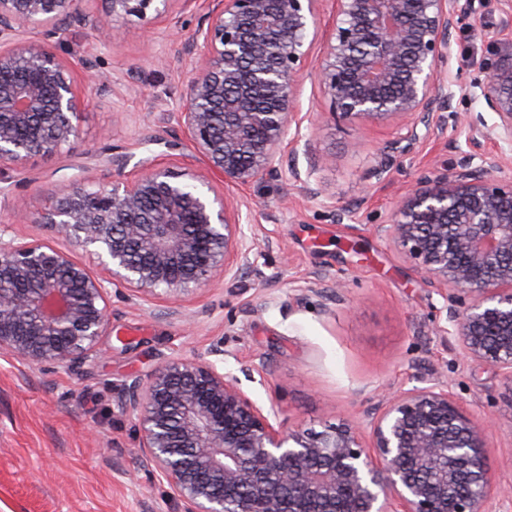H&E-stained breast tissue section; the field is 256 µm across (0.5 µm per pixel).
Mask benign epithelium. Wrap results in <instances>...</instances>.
Listing matches in <instances>:
<instances>
[{
  "mask_svg": "<svg viewBox=\"0 0 512 512\" xmlns=\"http://www.w3.org/2000/svg\"><path fill=\"white\" fill-rule=\"evenodd\" d=\"M0 0V165L17 171L79 137L74 67L54 44L75 26L105 41L116 23L153 24L195 0ZM324 0H212L187 38L195 55L177 121L200 169L171 170L155 155L137 175L101 173L122 157L87 151L84 180L45 208L38 223L97 260L0 226V355L71 370L102 356L109 288L176 297L248 263L241 212L213 182L249 185L277 175V157L311 151L296 112L321 27ZM455 0H332L317 72L332 115L393 124L396 143L422 138L434 108L456 92L483 98L498 121H462L490 145L458 167H434L377 226L424 278L446 290L448 327L464 358L512 381V181L492 177L512 146V38L493 41L482 77L458 85L451 30ZM35 29L39 38L27 33ZM215 360L176 359L123 384L119 408L138 421L142 457L170 485L183 512H497L488 425L444 383L401 391L370 425L321 431L272 423Z\"/></svg>",
  "mask_w": 512,
  "mask_h": 512,
  "instance_id": "obj_1",
  "label": "benign epithelium"
}]
</instances>
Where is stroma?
Wrapping results in <instances>:
<instances>
[{
  "mask_svg": "<svg viewBox=\"0 0 512 512\" xmlns=\"http://www.w3.org/2000/svg\"><path fill=\"white\" fill-rule=\"evenodd\" d=\"M210 8V0H196L191 12H173L150 30L132 19L104 43L80 33L56 44L87 101L80 139L55 157L31 159L24 171L0 168L7 192L0 225L88 265L81 247L36 221L49 197L81 177L85 151L122 156L123 167L110 172L117 180L150 154L177 172L200 167L174 112L194 58L174 55L170 43ZM456 10L461 54L452 78L464 84L478 77L494 39L512 37V0H457ZM101 73L111 84H99ZM300 111L311 154L282 153L278 175L261 183L215 184L238 205L254 241L240 273L173 302L111 288L105 354L73 370L0 356V512H181L165 479L141 461L137 423L118 406L120 386L168 361L207 356L219 342L225 373L246 395L263 408L277 404L286 424L304 429L367 422L389 395L446 382L470 413L492 422L495 483L512 487V383L441 336L443 287L375 231L424 172L455 167L474 152L456 114L479 113L490 124L495 114L483 99L455 95L450 108L434 110L430 135L401 151L393 127L333 117L314 77L303 81ZM383 157L387 170L374 174ZM313 159L309 185L292 179ZM336 279L344 284L338 293Z\"/></svg>",
  "mask_w": 512,
  "mask_h": 512,
  "instance_id": "35a3bbf8",
  "label": "stroma"
}]
</instances>
